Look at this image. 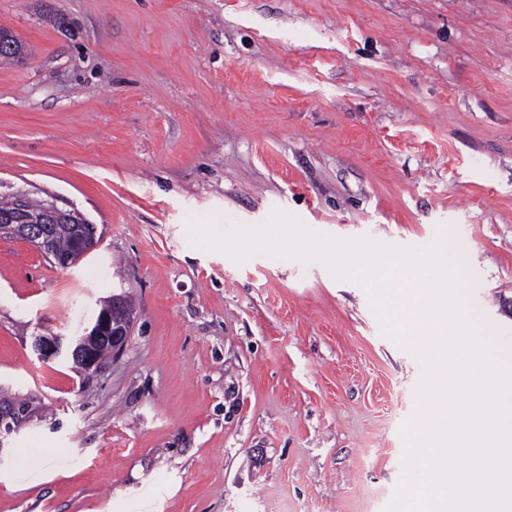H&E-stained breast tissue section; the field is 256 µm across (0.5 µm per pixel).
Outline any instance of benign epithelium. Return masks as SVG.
<instances>
[{"mask_svg": "<svg viewBox=\"0 0 512 512\" xmlns=\"http://www.w3.org/2000/svg\"><path fill=\"white\" fill-rule=\"evenodd\" d=\"M59 216L57 202L49 203L41 216L23 215V224H0V236H13L23 234L28 242L39 249L43 254L52 258L56 264L66 268L74 263L73 257L57 253L53 246L52 236L43 228L44 221ZM78 233V252L85 255L100 243L97 231L89 224L78 223L74 225ZM112 300H107L99 310L95 319L86 327L85 333L63 347L62 338L58 336H38L34 340V349L42 360H53L64 354L72 361L74 368L83 374L98 371L105 360L100 353L101 345L108 346V352L119 353L129 336L132 323H115L111 316Z\"/></svg>", "mask_w": 512, "mask_h": 512, "instance_id": "obj_1", "label": "benign epithelium"}]
</instances>
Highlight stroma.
Returning a JSON list of instances; mask_svg holds the SVG:
<instances>
[{
  "instance_id": "stroma-1",
  "label": "stroma",
  "mask_w": 512,
  "mask_h": 512,
  "mask_svg": "<svg viewBox=\"0 0 512 512\" xmlns=\"http://www.w3.org/2000/svg\"><path fill=\"white\" fill-rule=\"evenodd\" d=\"M0 194L101 237L62 268L0 238V512H382L424 359L320 261L189 226L469 244L512 361V0H0ZM130 295L96 373L40 361ZM34 349L42 360H53L59 358L63 353V341L61 337L36 336Z\"/></svg>"
}]
</instances>
